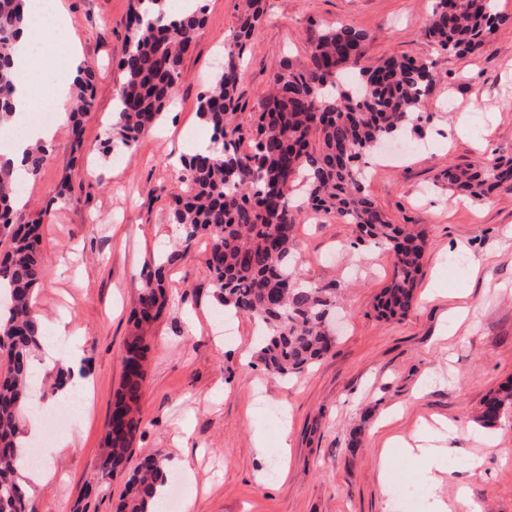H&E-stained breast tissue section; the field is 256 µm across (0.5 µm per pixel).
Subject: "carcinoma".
I'll list each match as a JSON object with an SVG mask.
<instances>
[{
    "label": "carcinoma",
    "instance_id": "carcinoma-1",
    "mask_svg": "<svg viewBox=\"0 0 512 512\" xmlns=\"http://www.w3.org/2000/svg\"><path fill=\"white\" fill-rule=\"evenodd\" d=\"M30 0H0V124L13 114V52L26 22ZM172 0H134L119 68L123 74L113 107L107 143L132 148L163 118L182 77L183 57L196 46L205 11H179ZM263 0H243L238 26L224 44V63L199 98L198 113L212 129L211 143L187 161L184 189L174 198L172 221L183 228V247L159 258L160 270L146 278L137 296L134 330L122 356V381L113 403L118 420L107 424L104 451L96 461L102 484L125 472L139 427L143 392L144 327L166 305L161 268L186 258L198 237L209 241L211 287L224 312L243 315L258 329L256 354L263 368L284 379L300 376L333 345L325 317L336 311V287L305 280L294 262L296 211L290 191L305 187V207L355 227L357 240L384 249L393 275L375 309L385 319L412 311L426 250L424 231L394 224L366 191L365 167L388 140L420 135L433 119L424 111L435 75L430 63L391 55L362 65L369 35L352 26L330 28L312 42L306 63L285 61L274 72L272 91L255 112L254 128L234 122L241 107L238 84ZM512 17L493 0H434L425 36L436 48L456 55L483 47ZM95 72L78 83L71 112L74 135L93 100ZM54 149L37 143L23 158L37 176ZM448 190L480 198L494 190L512 193V160L450 167ZM18 182L11 161H0V512H35L18 482L16 463L27 454L20 441L21 410L32 399L31 365L41 348L33 297L44 275L39 225L16 224L13 201ZM512 412V381L485 398L475 421L494 427ZM159 453L128 473L122 512H154L152 486L162 471Z\"/></svg>",
    "mask_w": 512,
    "mask_h": 512
}]
</instances>
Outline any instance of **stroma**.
Returning <instances> with one entry per match:
<instances>
[{"label":"stroma","mask_w":512,"mask_h":512,"mask_svg":"<svg viewBox=\"0 0 512 512\" xmlns=\"http://www.w3.org/2000/svg\"><path fill=\"white\" fill-rule=\"evenodd\" d=\"M65 5L82 55L94 64L93 105L81 135L66 129L54 140V158L25 184L16 218L40 226L46 272L35 311L50 330L47 340L62 345L51 330L71 318L95 400L83 414L76 393L43 416L32 453L55 477L29 484L27 493L37 512H116L126 478L99 488L94 461L122 377L130 311L157 258L181 245L171 206L184 185L171 158L210 140L199 97L224 58L239 5L202 0L206 25L183 60L173 107L160 130L120 154L106 152L104 142L132 0ZM264 7L267 19L238 88L236 121L246 128L283 60L305 63L311 41L336 24L369 33L363 65L389 55L432 61L434 118L423 139L405 157L377 162L366 183L393 223L428 234L417 304L403 319H378L373 305L391 279V256L357 242L352 225L329 217L316 223L299 211L298 266L306 280L339 288L342 323L334 347L301 378L284 381L252 358L256 332L247 318L233 319L230 342L218 340L222 307L210 286L208 241L196 239L185 260L165 268L167 303L146 328L142 423L130 462L186 441L200 489L194 512H419L404 494L419 486L417 462L394 452L395 479L385 488L379 451L386 435L408 438L441 421L457 429L456 450L441 462L444 495L463 485L481 512H512V413L491 430L497 451L481 469L469 466L483 432L473 417L490 390L512 379V193L472 200L442 182L448 166L512 157V26L480 52L454 55L424 37L432 0H264ZM462 112L469 125L460 135ZM65 181L72 187L67 201L55 196ZM460 293L468 308L461 320L451 314ZM397 408L401 416L384 424ZM69 434L74 447L47 457Z\"/></svg>","instance_id":"1"}]
</instances>
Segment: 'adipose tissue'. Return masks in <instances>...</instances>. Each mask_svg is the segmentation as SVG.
I'll list each match as a JSON object with an SVG mask.
<instances>
[{"instance_id":"1","label":"adipose tissue","mask_w":512,"mask_h":512,"mask_svg":"<svg viewBox=\"0 0 512 512\" xmlns=\"http://www.w3.org/2000/svg\"><path fill=\"white\" fill-rule=\"evenodd\" d=\"M63 0H52L46 9L31 11L26 19L24 30L18 39L13 57L16 73L13 93V124L25 127V134L10 136L4 153L13 162L15 177H23L26 170L22 164L25 152L35 143L51 142L58 127L69 124L70 96L73 85L80 79L81 62L78 57V42L68 27L67 13ZM50 101L56 111L53 127L41 128L31 125L29 114L37 108L38 100ZM56 333L66 338L68 345L64 350L46 348L45 359L49 366L69 370L70 376L53 398L43 400L37 413L28 415L25 426V438L38 439L43 424L41 417L49 413L57 403L69 400L73 393H82L85 408H92L94 386L90 376L80 368L81 350L69 327L60 323ZM455 429L434 434L430 443L419 446L418 453L422 461L421 476L426 485L427 499L425 512H478L476 505L469 499L466 491H459L454 504L445 503L438 493L441 483L437 459L451 454Z\"/></svg>"}]
</instances>
